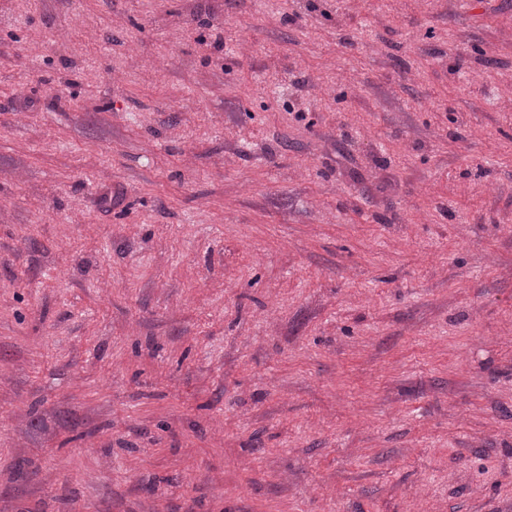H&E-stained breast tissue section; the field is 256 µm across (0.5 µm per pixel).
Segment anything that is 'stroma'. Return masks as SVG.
Segmentation results:
<instances>
[{
	"label": "stroma",
	"instance_id": "obj_1",
	"mask_svg": "<svg viewBox=\"0 0 512 512\" xmlns=\"http://www.w3.org/2000/svg\"><path fill=\"white\" fill-rule=\"evenodd\" d=\"M0 512H512V0H0Z\"/></svg>",
	"mask_w": 512,
	"mask_h": 512
}]
</instances>
